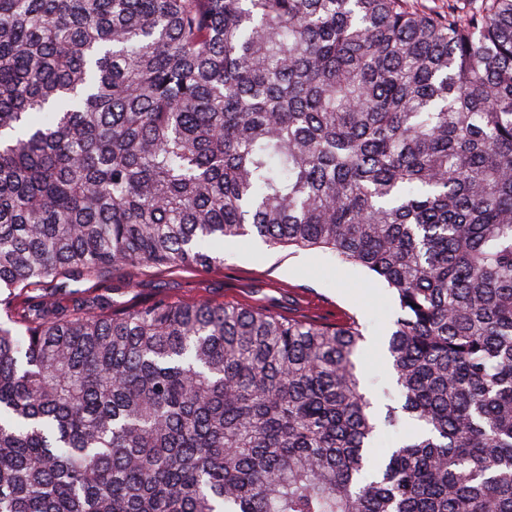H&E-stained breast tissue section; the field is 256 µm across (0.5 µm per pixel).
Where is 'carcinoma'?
<instances>
[{
  "mask_svg": "<svg viewBox=\"0 0 512 512\" xmlns=\"http://www.w3.org/2000/svg\"><path fill=\"white\" fill-rule=\"evenodd\" d=\"M244 238L390 290L399 405L354 321L70 304ZM0 512H512V0H0Z\"/></svg>",
  "mask_w": 512,
  "mask_h": 512,
  "instance_id": "obj_1",
  "label": "carcinoma"
}]
</instances>
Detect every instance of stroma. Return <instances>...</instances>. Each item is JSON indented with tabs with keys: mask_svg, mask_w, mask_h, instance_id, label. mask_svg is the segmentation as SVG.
Here are the masks:
<instances>
[{
	"mask_svg": "<svg viewBox=\"0 0 512 512\" xmlns=\"http://www.w3.org/2000/svg\"><path fill=\"white\" fill-rule=\"evenodd\" d=\"M111 286L113 298L129 305L161 295L329 324L357 321L366 337L357 365L369 396L384 401L393 391L384 348L396 313L391 295L365 271L330 253L244 240L225 246L223 265L164 271L123 266L113 271Z\"/></svg>",
	"mask_w": 512,
	"mask_h": 512,
	"instance_id": "stroma-1",
	"label": "stroma"
}]
</instances>
